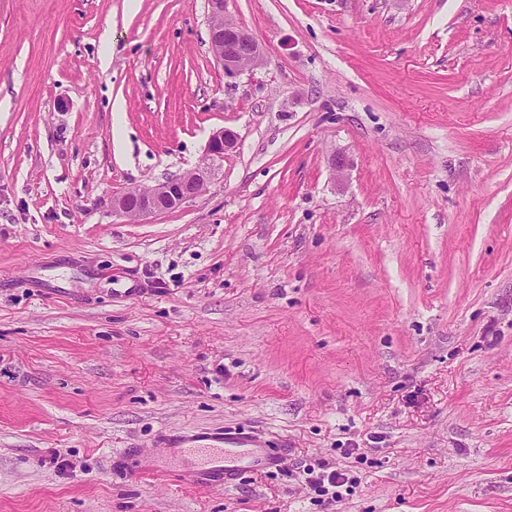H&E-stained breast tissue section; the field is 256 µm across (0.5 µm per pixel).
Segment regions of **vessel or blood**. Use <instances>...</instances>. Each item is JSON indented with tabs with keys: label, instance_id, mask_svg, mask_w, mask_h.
<instances>
[{
	"label": "vessel or blood",
	"instance_id": "1",
	"mask_svg": "<svg viewBox=\"0 0 512 512\" xmlns=\"http://www.w3.org/2000/svg\"><path fill=\"white\" fill-rule=\"evenodd\" d=\"M283 451H271L256 437L232 430L192 436H173L164 458L150 471L167 472L169 460L180 463L179 475L189 485L228 488L245 472L279 466Z\"/></svg>",
	"mask_w": 512,
	"mask_h": 512
}]
</instances>
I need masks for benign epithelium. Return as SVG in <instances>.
Segmentation results:
<instances>
[{
	"mask_svg": "<svg viewBox=\"0 0 512 512\" xmlns=\"http://www.w3.org/2000/svg\"><path fill=\"white\" fill-rule=\"evenodd\" d=\"M209 44L224 77L232 80L245 69L259 67L264 57L256 39L224 12V0H208ZM238 144L235 131L222 128L210 137L205 157L195 167L150 188H129L112 197L113 213L140 219L180 208L199 196L215 175V163Z\"/></svg>",
	"mask_w": 512,
	"mask_h": 512,
	"instance_id": "benign-epithelium-1",
	"label": "benign epithelium"
}]
</instances>
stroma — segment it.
<instances>
[{"mask_svg":"<svg viewBox=\"0 0 512 512\" xmlns=\"http://www.w3.org/2000/svg\"><path fill=\"white\" fill-rule=\"evenodd\" d=\"M224 10L231 83L207 0H0V512H512V0ZM227 428L289 453L111 469ZM209 44L224 69V77L236 79L245 69L259 67L264 57L256 39L224 12V0H208ZM223 46L224 50L218 48ZM237 144L235 131L227 128L216 131L208 141L205 157L195 167L150 188L133 187L113 196V213L128 219H140L149 214L179 209L199 196L215 175V163L223 160L224 154L234 150ZM166 455L145 466L156 473L168 472L167 461L180 462L179 476L189 485L228 488L245 472L278 467L288 448L273 452L256 437L232 430L168 438ZM317 469L318 472H316L315 466L307 469V474L310 475L308 482L311 487L318 489L320 492H326L327 490L325 480L331 487H339L348 483H357V477H348L347 473H343L336 469L330 470L331 467L329 466V463L320 462L317 465Z\"/></svg>","mask_w":512,"mask_h":512,"instance_id":"obj_1","label":"stroma"}]
</instances>
